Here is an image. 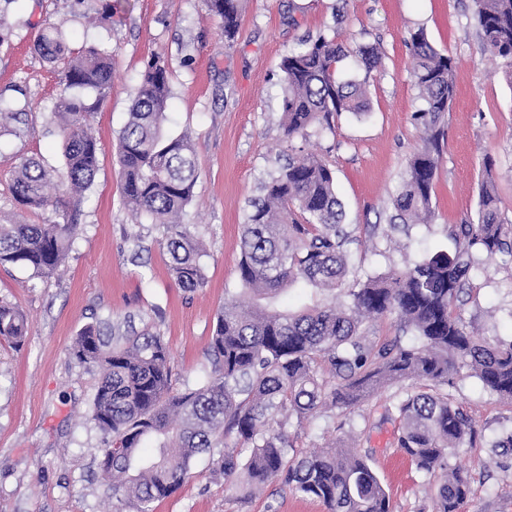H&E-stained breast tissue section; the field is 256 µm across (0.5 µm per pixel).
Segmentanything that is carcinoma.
I'll use <instances>...</instances> for the list:
<instances>
[{"instance_id": "cac0c4a2", "label": "carcinoma", "mask_w": 512, "mask_h": 512, "mask_svg": "<svg viewBox=\"0 0 512 512\" xmlns=\"http://www.w3.org/2000/svg\"><path fill=\"white\" fill-rule=\"evenodd\" d=\"M485 53L512 61V0H473ZM221 19L224 37L240 26L238 0H206ZM413 77L424 101L414 118L427 134L408 161L393 198V220L416 224L433 212L432 196L442 152L443 118L455 97L453 58L418 30L411 34ZM34 49L61 65L65 92L54 103L50 123L60 139L62 165L47 168L33 157H13L11 194L21 207L58 210L62 198L83 192L98 168L92 136L95 105L112 85L111 54L87 44L74 52L53 27ZM353 55L365 71L342 80L337 65ZM381 69L371 45L348 49L336 37L320 36L286 55L282 127L287 139L302 136L333 114L369 110L368 77ZM171 99L168 68L147 62L118 138L117 162L124 207L146 215L163 232L170 272L180 288L205 286L207 250L183 222L198 170L191 138L164 130ZM25 112L0 96V137L24 134ZM251 202L242 224L238 292L217 316L208 352L209 370L194 387L174 389L169 351L161 337L144 333L110 341L100 327L85 325L71 353L100 380L89 420L103 436L101 480L112 512H152L191 474L194 460L210 456V472L243 496L280 480L320 500L326 512H393L390 496L366 454L355 448H324L289 456L285 428L301 425L325 405L350 410L380 389L408 380L421 390L398 395L397 447L416 469L438 481L434 512H465L471 489L468 471L451 463L460 448L476 443L472 418L440 389L464 376L512 404V339H481L468 329L456 302L468 284L473 251L492 259L512 254V225L501 216L496 187H480L475 223L449 229L456 242L402 270L368 276L348 289L347 303L293 312L280 305L289 287L306 283L336 290L350 274L343 251L348 234L336 195L333 169L316 155L295 156ZM79 225L67 218L45 224H0V266H16L30 278L53 274L69 258ZM393 317L415 343L368 338L364 320ZM26 318L0 299V341L26 340ZM495 464L512 468V429L490 442Z\"/></svg>"}]
</instances>
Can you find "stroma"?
Returning a JSON list of instances; mask_svg holds the SVG:
<instances>
[{"label": "stroma", "instance_id": "35a3bbf8", "mask_svg": "<svg viewBox=\"0 0 512 512\" xmlns=\"http://www.w3.org/2000/svg\"><path fill=\"white\" fill-rule=\"evenodd\" d=\"M97 0H0V96L25 103L23 137L0 138V222L44 224L50 210H28L11 195V159L42 158L60 167L59 139L49 131L52 106L64 91L57 67L33 51L46 27L63 31L72 48L99 44L112 55V86L91 131L98 169L79 203L65 201L80 226L59 271L41 280L0 266V299L26 316L22 346L0 342V512H108L100 479L104 444L88 419L99 382L70 346L85 325L109 321L125 336H161L176 389L203 377L216 315L238 286L241 226L249 198L290 157L314 153L334 170L349 234L351 279L359 280L438 250L454 251L453 224L475 221L479 187L497 186L501 214L512 220V62L482 51L473 0H241V23L226 40L205 0H119L110 19ZM456 62V96L444 118V146L434 186L433 214L424 224H390L392 199L409 158L424 144L414 113L423 101L414 82L411 33ZM347 45L375 46L382 68L369 86L368 114L345 112L285 140L281 127L283 57L320 35ZM164 61L172 99L165 128L188 133L199 176L187 220L204 238L206 285L193 293L169 272L159 230L121 202L118 135L147 62ZM492 168H485V161ZM470 285L460 296L464 320L480 336L512 337V256L475 254ZM399 390H380L351 413L329 407L304 424H289L294 453L352 444L370 454L394 512H431L433 478L397 448L398 422L386 413ZM448 395L483 433L454 462L471 476L466 512H512V470L494 462L489 442L512 428V404L466 378ZM207 458L153 512H326L317 500L279 482L240 499Z\"/></svg>", "mask_w": 512, "mask_h": 512}]
</instances>
